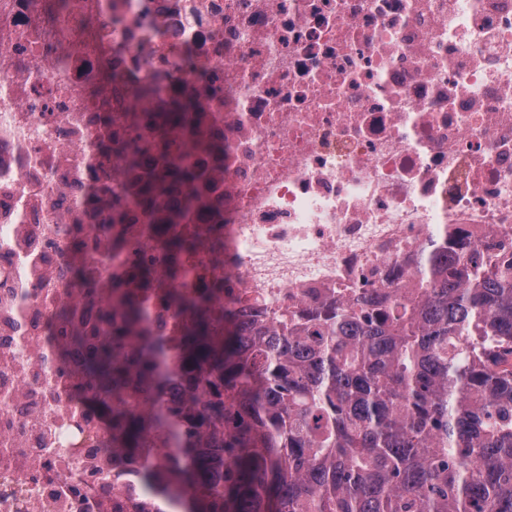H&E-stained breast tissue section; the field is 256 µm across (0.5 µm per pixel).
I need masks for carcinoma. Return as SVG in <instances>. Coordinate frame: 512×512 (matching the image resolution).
<instances>
[{
  "label": "carcinoma",
  "instance_id": "cac0c4a2",
  "mask_svg": "<svg viewBox=\"0 0 512 512\" xmlns=\"http://www.w3.org/2000/svg\"><path fill=\"white\" fill-rule=\"evenodd\" d=\"M191 109L172 98L161 117L182 125ZM454 245L433 244L414 288H366L284 331L226 309L217 336L203 301L176 297L194 313L181 368L206 371L205 447L224 471L159 408L174 469L157 480L144 449L146 485L178 512H512V265ZM111 304L141 339L142 380L164 386L140 309ZM87 373L106 402L130 367L106 343ZM135 407L112 410V447L143 445Z\"/></svg>",
  "mask_w": 512,
  "mask_h": 512
}]
</instances>
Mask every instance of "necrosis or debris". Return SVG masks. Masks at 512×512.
<instances>
[{
    "instance_id": "necrosis-or-debris-1",
    "label": "necrosis or debris",
    "mask_w": 512,
    "mask_h": 512,
    "mask_svg": "<svg viewBox=\"0 0 512 512\" xmlns=\"http://www.w3.org/2000/svg\"><path fill=\"white\" fill-rule=\"evenodd\" d=\"M454 230L512 240V0H0V512H171L109 416L131 395L193 431L206 393L100 401L98 347L142 356L112 294L178 363L175 295L271 325L411 287Z\"/></svg>"
}]
</instances>
